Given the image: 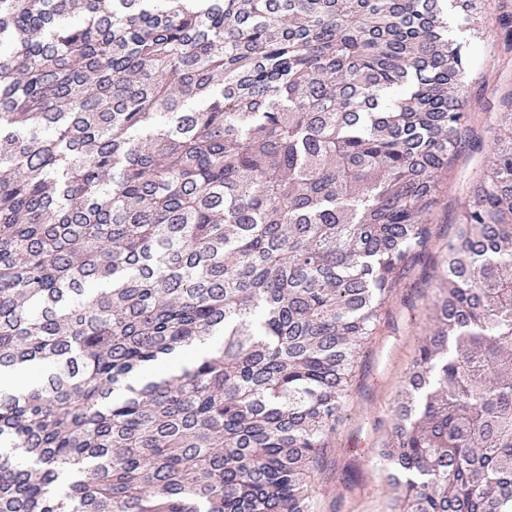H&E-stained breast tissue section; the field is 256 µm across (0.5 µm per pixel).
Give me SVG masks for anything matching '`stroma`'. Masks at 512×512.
Instances as JSON below:
<instances>
[{"label":"stroma","instance_id":"stroma-1","mask_svg":"<svg viewBox=\"0 0 512 512\" xmlns=\"http://www.w3.org/2000/svg\"><path fill=\"white\" fill-rule=\"evenodd\" d=\"M512 11V0H487V35L471 46L468 82L471 124L485 141L497 135L495 112L501 95L512 90V50L504 45L496 17ZM484 162L482 154L463 153L448 174V186L433 215L429 255L407 273L388 303L386 313L360 352L343 422L332 435L325 459L310 475L314 512H399L375 457H363L357 445L378 447L388 434L392 410L429 325L434 270L455 230L456 214L466 185Z\"/></svg>","mask_w":512,"mask_h":512}]
</instances>
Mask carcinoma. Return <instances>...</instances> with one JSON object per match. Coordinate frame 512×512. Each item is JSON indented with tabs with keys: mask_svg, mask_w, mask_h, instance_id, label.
<instances>
[{
	"mask_svg": "<svg viewBox=\"0 0 512 512\" xmlns=\"http://www.w3.org/2000/svg\"><path fill=\"white\" fill-rule=\"evenodd\" d=\"M456 30L476 0H0V372L53 369L0 396V512H313L464 148L375 455L403 512H512V135ZM221 336H215L205 344H197L194 347L186 348L175 359L166 360L162 365L164 374H176L181 371L184 366L190 365L194 360L201 356L204 352L210 350L219 344Z\"/></svg>",
	"mask_w": 512,
	"mask_h": 512,
	"instance_id": "1",
	"label": "carcinoma"
}]
</instances>
